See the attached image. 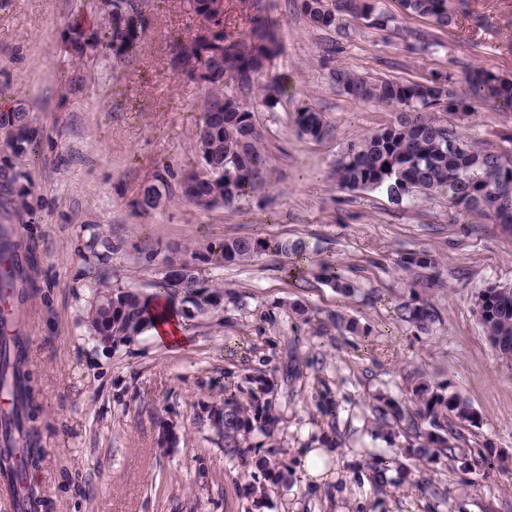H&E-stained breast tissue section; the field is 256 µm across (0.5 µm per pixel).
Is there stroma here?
<instances>
[{"label": "stroma", "mask_w": 512, "mask_h": 512, "mask_svg": "<svg viewBox=\"0 0 512 512\" xmlns=\"http://www.w3.org/2000/svg\"><path fill=\"white\" fill-rule=\"evenodd\" d=\"M261 3L282 43L248 100L265 135L266 185L231 211L174 199L146 213L135 205L139 187L161 164L179 169L193 157L207 98L171 65L174 38L195 25L183 0H147L143 47L122 61L67 54L68 25L96 17L91 0H0V108L21 103L32 116L27 158L0 131V166L23 171L27 194L26 207L0 212V224L15 225L36 252L23 334L38 408L40 457L27 476L37 512H512V364L476 314L482 289L512 286V238L485 219L460 233L442 195L398 206L383 192L339 188L343 149L394 111L352 98L331 77L345 69L421 82L448 73L456 94L471 98L469 70L512 75V0H465L445 30L402 14L397 0H383L397 17L383 30L352 16L319 30L299 0ZM271 80L283 87L272 109L260 92ZM81 83L86 92L72 94ZM304 105L324 113L322 140L298 135ZM457 131L512 160V111L477 107ZM271 235L304 241L309 260L335 263L356 292L295 282L264 256L203 268L243 305L195 319L186 346L158 345L147 332L116 349L92 337L97 291L155 292L165 247ZM420 249L438 261L427 296L440 319L427 334L395 312L411 293L395 260ZM332 312L357 321L362 335L321 330ZM416 369L476 415L451 436L452 454L433 462L409 455L415 436L374 410L379 397L406 399ZM261 373L275 378V440L227 459L210 408L225 386ZM164 425L174 434L165 448ZM328 439L336 446L326 479L304 476L301 449ZM271 455L288 465L281 476L255 465ZM258 481L269 495L255 508L248 490Z\"/></svg>", "instance_id": "1"}]
</instances>
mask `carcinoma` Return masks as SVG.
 Instances as JSON below:
<instances>
[{"label":"carcinoma","mask_w":512,"mask_h":512,"mask_svg":"<svg viewBox=\"0 0 512 512\" xmlns=\"http://www.w3.org/2000/svg\"><path fill=\"white\" fill-rule=\"evenodd\" d=\"M402 11L430 20L439 28L457 25L458 0H399ZM103 14L94 30L91 51H86L85 26L76 19L69 28L66 47L69 55L82 60L89 54H111L125 58L140 47L145 30L144 0H96ZM300 10L315 28L336 27L349 15L369 21V25L384 29L396 21V16L383 9L382 0H300ZM278 23L265 16L256 24L247 41L224 44V37L210 43L187 38L174 41L188 62L205 66L211 79L209 95L202 112L193 164L208 163L215 172L202 183L193 205L210 210L235 207L238 201L255 191L265 178L268 157L262 150L263 135L256 130L254 112L246 99L253 93L254 78L263 61L278 53ZM333 80L347 94L368 103L386 105L396 112L395 120L379 131L347 145L337 160L335 176L338 185L350 191L386 192L401 202L405 199L439 194L448 195L453 207L463 215L459 230H471L469 220L483 218L496 224L500 231L512 233V161H504L491 151L479 150L462 142L440 118L451 114L461 119L486 104L499 110H512V78L477 68L469 74L472 101L458 110L448 105L451 77L431 79L424 83H404L391 79L367 80L343 69L333 71ZM298 132L312 139H321L329 130L323 113L311 106L297 112ZM462 144L451 151L449 141ZM182 171L164 166L138 194L137 207L145 212L157 209L179 190ZM18 176L0 174V208L8 210L22 202L24 193H12L11 186ZM306 247L301 241L290 242L277 237H226L207 243L202 250L171 246L164 250L163 260L189 256L195 267L181 278L164 276L161 290L145 294L118 288L112 297V311L98 310L89 314V326L96 337L107 336L112 346L125 344L141 335L163 317V304H179L186 318L206 316L222 309L226 297L222 289L203 279L200 266L222 267L240 264L258 256L279 258L288 254L302 255ZM397 266L422 276L437 267L429 251L402 253ZM32 251L16 258L9 279L23 284L22 299L28 300L32 280ZM316 276L336 292L346 295L354 289L351 280L327 261L318 263ZM396 313L401 321L426 333L439 320V313L423 294L417 292L410 300L400 303ZM480 325L497 349L501 359L512 361V289L502 294L486 289L481 305ZM410 400L414 410L405 411L396 401L375 406L380 414L391 415L405 422L407 429L423 443L413 449L430 459L448 454V430L452 420L462 424L475 423L470 406L455 394L434 384L424 374L416 372L409 378ZM0 390L11 394L14 406L0 417V473L14 477L18 491L29 507L36 505L33 488L27 484L29 469L39 460L38 428L35 418L34 388L27 371V338L19 333L0 341ZM224 429V455L241 458L251 439L260 434L274 437L278 421L275 414L274 381L271 375H248L224 391V407L219 409Z\"/></svg>","instance_id":"carcinoma-1"}]
</instances>
